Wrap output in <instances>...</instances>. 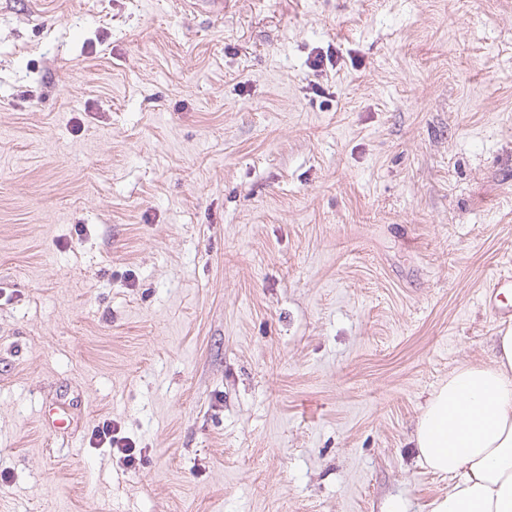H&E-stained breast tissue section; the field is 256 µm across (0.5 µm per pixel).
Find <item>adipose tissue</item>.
<instances>
[{"label": "adipose tissue", "instance_id": "1", "mask_svg": "<svg viewBox=\"0 0 512 512\" xmlns=\"http://www.w3.org/2000/svg\"><path fill=\"white\" fill-rule=\"evenodd\" d=\"M491 362L454 369L426 400L414 442L452 483L431 512H512V326Z\"/></svg>", "mask_w": 512, "mask_h": 512}]
</instances>
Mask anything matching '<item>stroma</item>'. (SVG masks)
Masks as SVG:
<instances>
[{
  "label": "stroma",
  "instance_id": "stroma-1",
  "mask_svg": "<svg viewBox=\"0 0 512 512\" xmlns=\"http://www.w3.org/2000/svg\"><path fill=\"white\" fill-rule=\"evenodd\" d=\"M511 264L512 0H0V512H430ZM512 293V271L500 270L487 283L484 300L496 319L512 317V305L504 302L501 296ZM120 429L112 422H103L102 425L95 426L91 431L90 443L92 447H104L108 445L110 449H116L119 453L123 454L124 460L133 465L135 463V450L134 443L125 436H119Z\"/></svg>",
  "mask_w": 512,
  "mask_h": 512
}]
</instances>
